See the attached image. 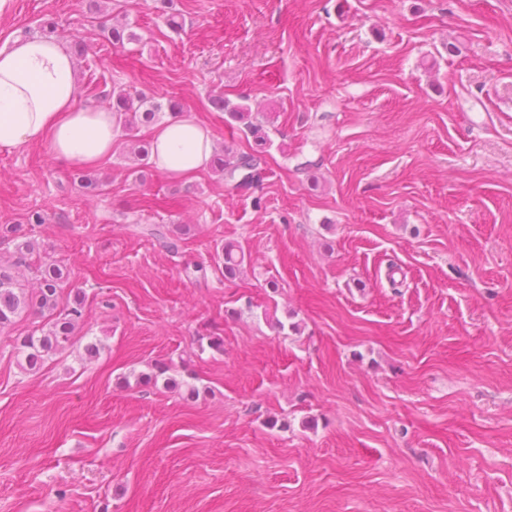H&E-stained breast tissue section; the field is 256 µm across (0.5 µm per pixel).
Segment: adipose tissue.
Instances as JSON below:
<instances>
[{
	"mask_svg": "<svg viewBox=\"0 0 512 512\" xmlns=\"http://www.w3.org/2000/svg\"><path fill=\"white\" fill-rule=\"evenodd\" d=\"M76 61L53 37L34 36L0 50V146L46 140L55 158L95 167L112 156L119 129L111 112L81 108ZM214 151L208 127L177 118L158 125L152 138L153 163L176 175L205 168Z\"/></svg>",
	"mask_w": 512,
	"mask_h": 512,
	"instance_id": "ef3b65f1",
	"label": "adipose tissue"
}]
</instances>
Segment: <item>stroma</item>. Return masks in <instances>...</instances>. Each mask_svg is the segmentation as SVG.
I'll list each match as a JSON object with an SVG mask.
<instances>
[{
	"label": "stroma",
	"instance_id": "1",
	"mask_svg": "<svg viewBox=\"0 0 512 512\" xmlns=\"http://www.w3.org/2000/svg\"><path fill=\"white\" fill-rule=\"evenodd\" d=\"M92 8L0 0V48L54 19L86 43L78 106L173 99L250 151L220 91L272 145L231 197L208 168L128 178L122 139L93 198L45 141L0 148V226L86 294L39 371L33 317L0 334V512H512V0H173L179 30L112 0L122 52ZM158 364L199 396L137 385ZM222 252L224 260V278L227 280H233L243 271L245 255L241 252L238 246L232 242H225Z\"/></svg>",
	"mask_w": 512,
	"mask_h": 512
}]
</instances>
